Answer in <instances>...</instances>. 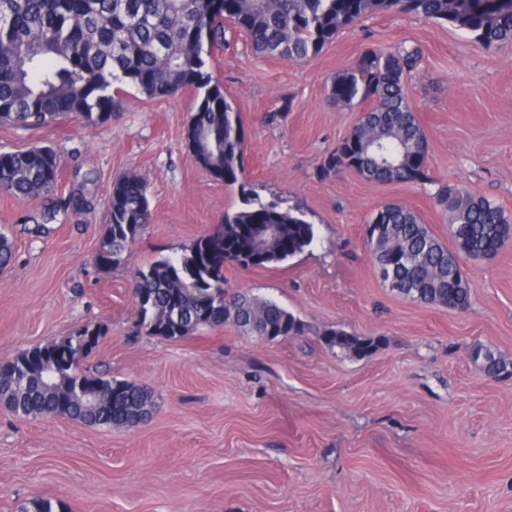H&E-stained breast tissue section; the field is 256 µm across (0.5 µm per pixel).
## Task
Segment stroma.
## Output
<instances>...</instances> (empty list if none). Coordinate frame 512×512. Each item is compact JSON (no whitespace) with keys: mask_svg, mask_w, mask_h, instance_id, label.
Masks as SVG:
<instances>
[{"mask_svg":"<svg viewBox=\"0 0 512 512\" xmlns=\"http://www.w3.org/2000/svg\"><path fill=\"white\" fill-rule=\"evenodd\" d=\"M403 45L421 52L405 89L429 182L321 173L363 111L329 100L333 78L367 49ZM210 68L242 115L251 188L300 207L316 231L283 262L226 266L225 287L277 301L307 330L263 342L227 323L167 340L140 325L135 271L179 256L242 205L188 146L192 91L153 100L123 87L120 112L94 130L73 116L1 122L0 152L47 146L60 168L51 194L0 192V231L14 243L0 272V362L91 326L100 338L82 370L149 387L155 409L139 426L103 428L0 405V512L38 496L65 512H512V378L488 379L468 357L480 345L512 362V238L493 260H462L471 303L458 311L385 288L363 236L396 201L451 244L434 200L444 185L512 216V43L487 49L446 23L388 12L304 62L255 55L239 33ZM130 174L149 184L152 221L125 262L103 268L109 193ZM77 192L90 213L44 221ZM328 328L383 342L345 358L322 340Z\"/></svg>","mask_w":512,"mask_h":512,"instance_id":"1","label":"stroma"}]
</instances>
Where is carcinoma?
Listing matches in <instances>:
<instances>
[{
  "label": "carcinoma",
  "instance_id": "1",
  "mask_svg": "<svg viewBox=\"0 0 512 512\" xmlns=\"http://www.w3.org/2000/svg\"><path fill=\"white\" fill-rule=\"evenodd\" d=\"M380 12L448 23L485 48L512 41V0H0V121L39 127L74 115L95 128L119 110L116 84L152 99L191 88L196 99L188 144L215 179L241 189L243 207L225 212L180 258L138 270L132 295L147 333L179 340L231 322L264 341L304 334V323L277 302L224 288V265L284 261L314 242L315 228L301 208L264 201L247 187L243 121L207 60L224 48L231 31L244 33L259 56L303 61L342 29ZM418 59L414 47L371 49L336 76L329 89L334 102L369 107L325 157L323 173L352 169L378 183L430 180L427 140L404 93ZM58 173L51 149L0 153V189L17 198L51 193ZM436 201L450 211L453 248L395 202L370 216L365 240L374 267L392 277V292L465 310L471 291L463 276L450 277V256L492 259L512 233V218L489 200L449 185L438 190ZM151 221L146 179L116 180L98 265L122 263ZM89 331L87 326L1 362L0 401L25 418L66 417L102 427L144 422L154 407L149 388L81 370L86 353L75 343ZM321 336L353 358L382 343L338 329ZM470 358L490 378L512 376V363L487 348L471 349ZM18 512H62V505L36 497Z\"/></svg>",
  "mask_w": 512,
  "mask_h": 512
}]
</instances>
